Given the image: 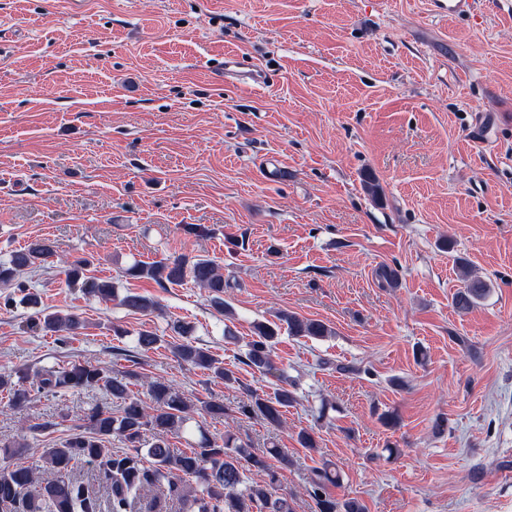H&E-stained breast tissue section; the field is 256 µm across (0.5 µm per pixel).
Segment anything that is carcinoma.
Segmentation results:
<instances>
[{
	"instance_id": "carcinoma-1",
	"label": "carcinoma",
	"mask_w": 512,
	"mask_h": 512,
	"mask_svg": "<svg viewBox=\"0 0 512 512\" xmlns=\"http://www.w3.org/2000/svg\"><path fill=\"white\" fill-rule=\"evenodd\" d=\"M52 243L38 240L27 250L0 263V283L14 284L24 293L23 302L38 306L36 295L29 292L21 272L28 268H46L53 263ZM87 260L77 258L62 270L64 282L93 297L116 300L132 312L148 313L156 309L153 298L134 292L120 297L108 280L83 276ZM136 279H150L159 287L179 285L187 281L206 289L214 306L224 309V274L210 259L169 257L151 263H136L126 269ZM487 293V284L469 280L453 298L456 309L472 308ZM28 327L38 332L74 334L84 328L76 314L37 312ZM171 341L167 342L174 357L197 368H203L230 383L233 372L209 350L187 340L190 327L176 320L168 324ZM255 338L249 342L247 365L263 374L274 370L271 353L281 330L290 336L321 339L334 334L320 320L304 319L281 311L275 320L254 326ZM58 389L82 391L100 389L118 403L117 413L92 404L84 410L83 424L72 429L67 437L50 448L42 449L45 468L53 473L42 481L37 469L14 464L0 469V509L4 512H137V504L146 501V512H172V503L181 505L183 512H293L288 495L275 492L276 474L270 473L264 485L248 481L247 471L266 470L267 459L288 463V455L273 443L258 454L237 441L234 435H224L222 443L201 435L197 447L176 450L169 447L165 436L187 429L191 406L174 386L162 378L148 382L147 392L152 405L129 393L123 378L110 375L105 367L79 364L65 367L58 363L35 368L30 387L13 381L12 375L0 373V392L9 396V405L25 406L31 391L51 393ZM294 401L291 391L281 387L271 394L253 393L241 405L245 416H257L271 426L281 422L282 409ZM118 436L122 451H112L106 442ZM339 473L325 463L313 470L306 493L315 500L317 512H366L364 505L339 502L327 494L328 486L336 485Z\"/></svg>"
}]
</instances>
